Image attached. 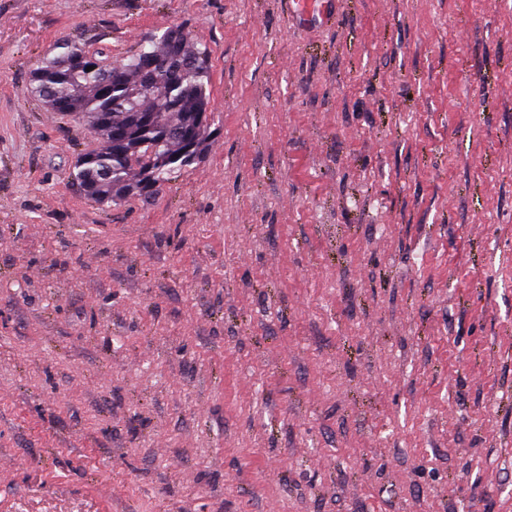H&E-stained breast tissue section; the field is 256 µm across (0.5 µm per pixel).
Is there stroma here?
<instances>
[{
    "instance_id": "obj_1",
    "label": "stroma",
    "mask_w": 512,
    "mask_h": 512,
    "mask_svg": "<svg viewBox=\"0 0 512 512\" xmlns=\"http://www.w3.org/2000/svg\"><path fill=\"white\" fill-rule=\"evenodd\" d=\"M182 30L159 195L34 70ZM0 512H512V0H0ZM293 12L300 24L316 26L328 19L327 14L332 0H292Z\"/></svg>"
}]
</instances>
